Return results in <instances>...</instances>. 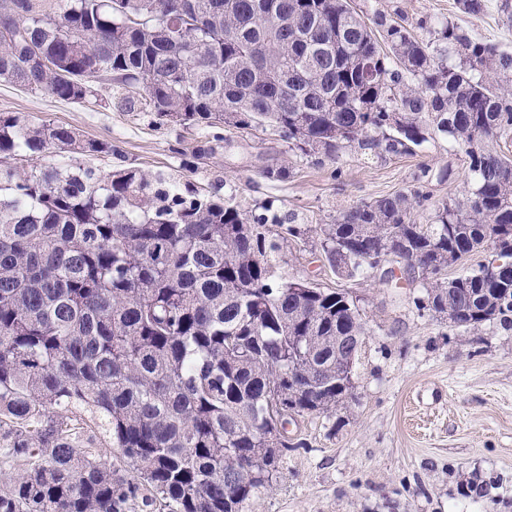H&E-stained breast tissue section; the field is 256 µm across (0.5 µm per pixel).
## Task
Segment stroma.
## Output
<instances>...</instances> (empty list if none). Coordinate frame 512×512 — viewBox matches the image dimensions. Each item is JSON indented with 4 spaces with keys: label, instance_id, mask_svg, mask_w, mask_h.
I'll use <instances>...</instances> for the list:
<instances>
[{
    "label": "stroma",
    "instance_id": "obj_1",
    "mask_svg": "<svg viewBox=\"0 0 512 512\" xmlns=\"http://www.w3.org/2000/svg\"><path fill=\"white\" fill-rule=\"evenodd\" d=\"M488 0L483 15L458 11L455 0H353L365 17L398 14L452 20L469 36L512 51V23ZM97 102L79 105L0 81V112H23L112 143L99 168L135 167L204 194L235 195L241 206H271L282 223L302 227L279 253L284 279H305L356 296L365 334L352 400L332 414L293 419L281 476L253 512H512V330L490 321L462 332L417 310L419 285L378 274L338 278L321 247L320 225L381 195L405 192L429 173L430 199L414 211L426 223L442 202L461 197L462 153L445 140L414 154L351 147L338 162H316L272 129L161 122L153 113L118 105L128 90L98 84ZM283 165L282 181L262 171ZM448 180H438L440 171ZM481 485L464 493L463 483Z\"/></svg>",
    "mask_w": 512,
    "mask_h": 512
}]
</instances>
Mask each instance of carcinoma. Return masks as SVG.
<instances>
[{"label": "carcinoma", "mask_w": 512, "mask_h": 512, "mask_svg": "<svg viewBox=\"0 0 512 512\" xmlns=\"http://www.w3.org/2000/svg\"><path fill=\"white\" fill-rule=\"evenodd\" d=\"M470 16L486 0H456ZM418 38L349 0H38L0 4V80L84 103L92 84L142 86L158 119L255 120L306 156L412 154L440 137L468 163L463 200L431 223L418 186L357 203L320 228L341 279L412 258L418 309L463 332L512 330V273L448 268L512 240V53L450 20ZM56 153L65 163L46 164ZM112 142L0 113V512H251L280 478L267 448L292 406L353 396L364 326L344 289L274 275L304 234L136 168L84 162ZM95 426L127 468L83 443ZM153 497L143 495V490Z\"/></svg>", "instance_id": "carcinoma-1"}]
</instances>
